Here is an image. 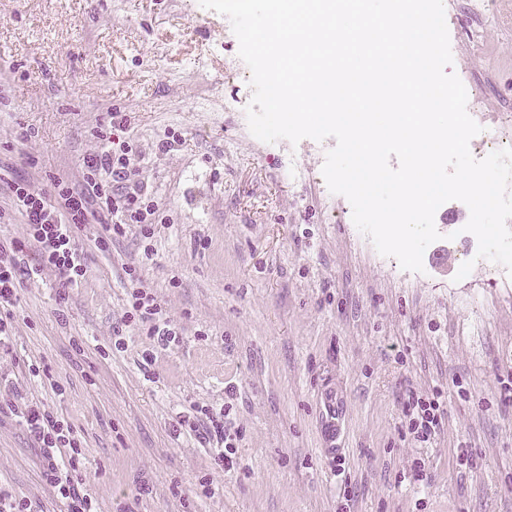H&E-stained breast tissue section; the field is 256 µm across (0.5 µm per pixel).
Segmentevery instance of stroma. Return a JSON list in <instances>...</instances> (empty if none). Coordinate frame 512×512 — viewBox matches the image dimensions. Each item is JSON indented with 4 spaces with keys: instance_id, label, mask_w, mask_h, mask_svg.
Masks as SVG:
<instances>
[{
    "instance_id": "stroma-1",
    "label": "stroma",
    "mask_w": 512,
    "mask_h": 512,
    "mask_svg": "<svg viewBox=\"0 0 512 512\" xmlns=\"http://www.w3.org/2000/svg\"><path fill=\"white\" fill-rule=\"evenodd\" d=\"M467 2L444 0L449 70L494 127L512 113V0L480 17ZM238 51L229 19L198 0H0V157L46 193L79 182L109 113H123L161 216L106 253L101 225H82L87 274L66 299L51 271L23 279L0 377L70 422L99 512H512V401L499 383L512 369V276L477 265L457 279L478 246L457 200L435 214L423 272L380 255L327 187L335 139L251 134ZM128 266L179 329L175 344L151 348L124 324ZM328 391L344 411L336 442L321 430ZM411 391L442 395L426 444L402 413ZM202 406L225 411L235 470L176 433ZM0 487L37 512L63 508L7 413Z\"/></svg>"
}]
</instances>
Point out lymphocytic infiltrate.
Listing matches in <instances>:
<instances>
[{
	"label": "lymphocytic infiltrate",
	"instance_id": "f902f5d3",
	"mask_svg": "<svg viewBox=\"0 0 512 512\" xmlns=\"http://www.w3.org/2000/svg\"><path fill=\"white\" fill-rule=\"evenodd\" d=\"M132 156L129 142L105 146L84 158L81 187H71L58 179L49 195L32 189L26 181L7 179L10 208L21 217L26 233L9 245L0 244V350L13 336V311L20 300L23 278L47 269L54 272L64 290L84 278L87 266L75 237L80 225L96 221L103 224L105 233L97 237L96 247L105 253L113 239L125 234L128 225L155 223L157 206ZM124 273L125 322L138 326L159 347L176 342L177 331L143 288L138 270L131 266ZM5 407L39 448L42 477L66 512H98L94 497L76 477L86 467L87 458L71 424L16 393L6 400ZM403 412L409 419L410 432L420 442L436 435L445 414L439 398L414 393L405 399Z\"/></svg>",
	"mask_w": 512,
	"mask_h": 512
}]
</instances>
